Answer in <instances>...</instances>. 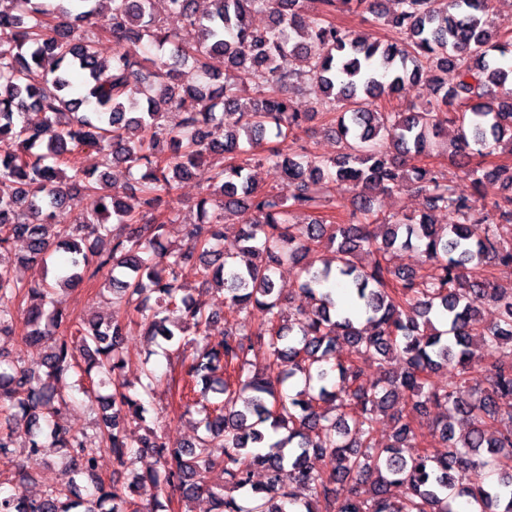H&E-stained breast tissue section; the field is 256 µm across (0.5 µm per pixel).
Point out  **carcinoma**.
Wrapping results in <instances>:
<instances>
[{
  "label": "carcinoma",
  "instance_id": "cac0c4a2",
  "mask_svg": "<svg viewBox=\"0 0 512 512\" xmlns=\"http://www.w3.org/2000/svg\"><path fill=\"white\" fill-rule=\"evenodd\" d=\"M384 2L208 0L201 9L199 0H163L195 32L186 43L157 18L156 0H0V336L21 322L29 342L47 347L37 367L0 352V416L30 420L29 459L59 452L95 488L90 498L62 487L31 494L33 473L14 462L0 425V461L12 464L13 487L0 495V512H173L157 496L131 509L123 488L97 476L101 451L124 469L150 456L153 466L132 473L131 486H171L183 501L205 495L215 512H286L299 488L308 491L305 512H512V359L496 361L487 377L473 364L476 347L512 351V289L488 275L490 266L512 265V67L497 59L512 51V34L490 25L491 0ZM359 8L395 37L325 19ZM255 12L269 15L268 27L251 28ZM103 32L114 44L108 59L97 49ZM284 57L292 68L280 65ZM424 80L435 104L422 112L395 104L405 84ZM309 81L323 92L321 114L298 109ZM30 109L43 114L39 124L22 120ZM172 111L181 114L174 127L166 124ZM318 115L342 145L332 158L288 144ZM450 123L457 135L448 161L463 170L470 196L441 170L412 163L431 155ZM86 147L105 168L145 166L134 180L138 206L115 193L106 172L93 179L76 165ZM212 152L230 162L210 167ZM496 153L505 158L487 161ZM261 154L282 169L281 188L256 187L249 170ZM192 177L206 191L197 222L186 243L166 245L164 226L181 213L163 199ZM486 181L506 193L477 202ZM333 182L352 189L339 217ZM402 189L421 195L424 210L382 215L374 197ZM74 191L87 206L75 223H54ZM441 211L457 222L436 223ZM229 213L241 216L234 254L219 249ZM15 240L27 243L31 262L68 253L55 283L14 278ZM403 248L422 254L420 269L391 264ZM190 264L224 291V337L214 342L208 329L217 314L179 282ZM285 265L298 268L295 290L309 310L285 306L295 291L277 284ZM101 275L127 321L83 320L77 336L67 334L63 291ZM331 281L353 307L336 308L323 290ZM489 302L498 318L486 324L479 306ZM131 324L175 347L172 383L180 417L198 416L194 441L175 445L151 429L132 450L126 428L145 421L142 396L158 377L143 367L141 392L129 394L122 341ZM339 343L348 351L333 362ZM259 348L268 354L261 368L250 359ZM392 355L401 372L365 378ZM450 365L457 378L432 380ZM109 386L99 446L90 448L60 422L66 393L76 387L97 401ZM430 405L456 411L465 424L458 437L448 422L435 424L439 455L414 426ZM382 416L394 431L393 443L380 447L373 428ZM217 440L222 461L212 453ZM220 465L226 488L251 491V506L209 485ZM338 484L347 490L342 500ZM393 486L404 495L391 499Z\"/></svg>",
  "mask_w": 512,
  "mask_h": 512
}]
</instances>
